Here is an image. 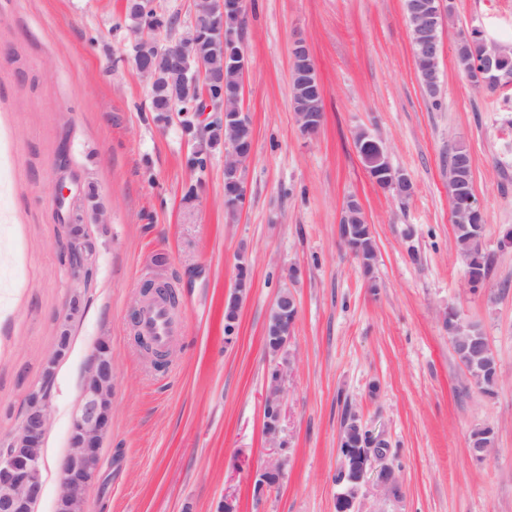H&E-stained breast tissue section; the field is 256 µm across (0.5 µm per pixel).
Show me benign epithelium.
Masks as SVG:
<instances>
[{
  "label": "benign epithelium",
  "instance_id": "7a95c632",
  "mask_svg": "<svg viewBox=\"0 0 512 512\" xmlns=\"http://www.w3.org/2000/svg\"><path fill=\"white\" fill-rule=\"evenodd\" d=\"M188 22H182L177 13H166L158 0H125L124 17L130 35L133 66L150 87V97L161 103L165 112L160 123L167 124L171 112L182 105L200 115L215 112L217 116L208 125L209 141L224 147V183L235 189L236 200L226 210L235 218L246 200L243 179L245 163L251 158L255 132L253 123L240 105V98L224 94V67L230 66L245 73L248 62L240 48L232 20L244 14L247 0H189ZM410 14L411 44L419 53L435 60L440 53L438 32L445 12L442 0H406ZM292 69L298 79L296 95L301 100L323 97L322 85L307 42L298 38L292 42ZM477 78L487 85L496 83L494 69L497 56L490 52L477 63ZM296 122L304 135H314L320 129L323 115L303 104H293ZM61 173L54 189L58 207L69 223L64 225V249L70 270L75 278L87 275L96 254V241L86 225L76 223V203L83 193L72 189L63 173L67 171V154L61 152L54 162ZM388 188L401 198L412 194V183L407 175L394 171ZM83 305L74 299L69 302L64 324L54 354L45 363L40 381L29 391L25 411L17 431L0 439V512H34V506L43 496V472L46 466L43 454L45 438L53 415V388L56 363L69 351V322L80 314ZM274 334L280 349L288 351L298 307L292 294L278 296L273 305ZM449 331L457 344L470 337L469 327L457 314L446 316ZM285 360L272 372L268 381L263 418L266 435L277 439L284 407ZM114 374L112 347L108 340L97 341L83 378L82 401L74 412L69 429L68 450L60 465V489L54 512H86L85 495L95 481L101 464V448L112 427V399ZM371 464L370 448L346 446L342 454L340 490L336 494L339 512H356L360 484ZM285 460L270 461L255 481L257 494L262 495L278 485L284 475Z\"/></svg>",
  "mask_w": 512,
  "mask_h": 512
}]
</instances>
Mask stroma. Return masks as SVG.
<instances>
[{
  "label": "stroma",
  "instance_id": "obj_1",
  "mask_svg": "<svg viewBox=\"0 0 512 512\" xmlns=\"http://www.w3.org/2000/svg\"><path fill=\"white\" fill-rule=\"evenodd\" d=\"M512 44V0H453L440 38V91L420 82L404 0H248L241 106L255 145L246 205L224 210V153L187 160L207 138L184 112L157 124L129 59L123 0H0V436L52 353L66 303L80 297L71 349L57 369L43 449L53 512L70 421L98 339L112 345V429L87 512H336L345 417L384 442L359 512H512V84L475 85L457 62L461 33ZM303 36L323 89L324 119L303 137L291 102L290 46ZM381 140L412 180L399 201L369 177L357 130ZM465 147L485 218L488 274L471 286L456 245L448 155ZM94 189L108 215L90 231L99 256L86 281L64 258L54 161ZM356 197L376 242L365 277L336 226ZM250 291L225 340L237 265ZM160 278L177 293L180 333L163 366L137 345L132 311ZM296 297L293 363L277 439L263 398L277 363L264 343L282 289ZM458 313L487 340L499 369L482 393L443 320ZM495 442L477 459L475 427ZM286 458L285 478L254 492L257 473ZM393 466L399 489L380 488Z\"/></svg>",
  "mask_w": 512,
  "mask_h": 512
}]
</instances>
